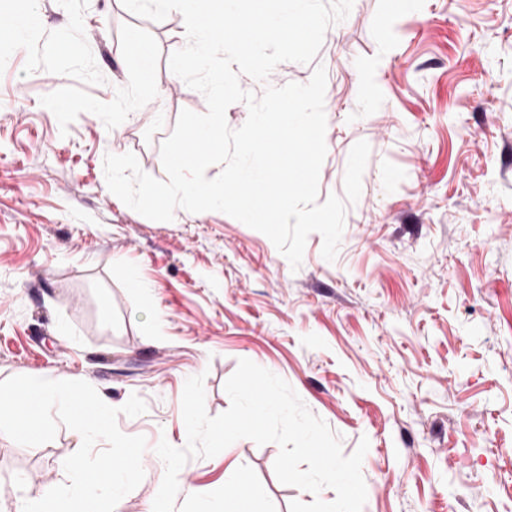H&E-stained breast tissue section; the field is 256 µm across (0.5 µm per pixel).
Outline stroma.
I'll list each match as a JSON object with an SVG mask.
<instances>
[{
    "label": "stroma",
    "mask_w": 512,
    "mask_h": 512,
    "mask_svg": "<svg viewBox=\"0 0 512 512\" xmlns=\"http://www.w3.org/2000/svg\"><path fill=\"white\" fill-rule=\"evenodd\" d=\"M0 381L84 380L142 435L143 481L116 512H149L164 464L184 447L185 381L204 375L206 410L247 358L283 378L340 437L361 438L363 512H512V0H354L327 31V154L319 200L343 195L352 146H370L334 261L307 238L299 270L263 233L217 211L147 219L113 198L106 154L136 155L165 179L162 142L182 110L207 109L174 75L184 21L121 0H0ZM153 58L142 83L136 56ZM315 64H279L266 82L306 83ZM128 112L111 128L118 101ZM134 271L149 294L129 288ZM79 433L47 444L0 439V512L64 483ZM276 444L241 439L179 472L176 512L224 506L240 468L260 512L333 501L279 482Z\"/></svg>",
    "instance_id": "stroma-1"
}]
</instances>
